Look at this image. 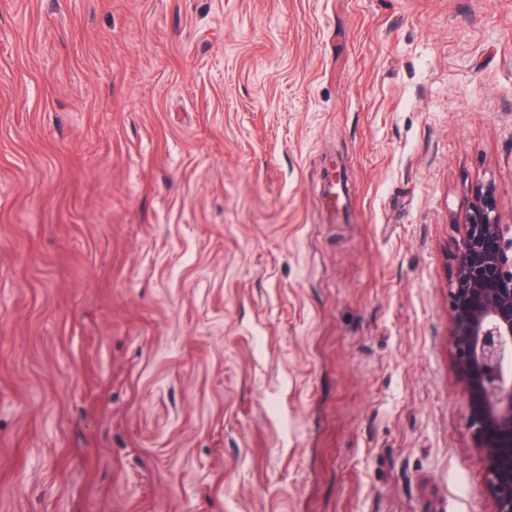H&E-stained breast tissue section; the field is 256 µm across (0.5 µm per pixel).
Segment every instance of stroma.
I'll return each mask as SVG.
<instances>
[{
    "instance_id": "stroma-1",
    "label": "stroma",
    "mask_w": 512,
    "mask_h": 512,
    "mask_svg": "<svg viewBox=\"0 0 512 512\" xmlns=\"http://www.w3.org/2000/svg\"><path fill=\"white\" fill-rule=\"evenodd\" d=\"M480 184L512 0H0V512H494ZM450 345L463 375L494 512H512V379L501 374L512 348V225L501 224L494 192L471 194L449 283ZM502 372L512 377L511 370Z\"/></svg>"
}]
</instances>
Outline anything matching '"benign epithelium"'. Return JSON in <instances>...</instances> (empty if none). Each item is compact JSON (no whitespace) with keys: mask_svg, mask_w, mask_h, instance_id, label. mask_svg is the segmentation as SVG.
I'll return each instance as SVG.
<instances>
[{"mask_svg":"<svg viewBox=\"0 0 512 512\" xmlns=\"http://www.w3.org/2000/svg\"><path fill=\"white\" fill-rule=\"evenodd\" d=\"M450 345L463 375L473 430L495 512H512V379L501 374L512 348V225L494 192L471 194L449 283Z\"/></svg>","mask_w":512,"mask_h":512,"instance_id":"obj_1","label":"benign epithelium"}]
</instances>
